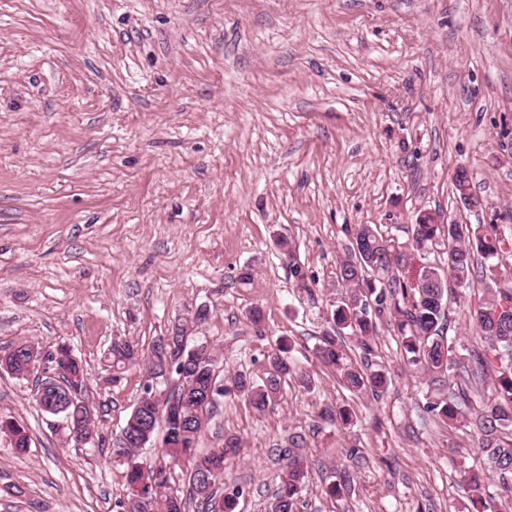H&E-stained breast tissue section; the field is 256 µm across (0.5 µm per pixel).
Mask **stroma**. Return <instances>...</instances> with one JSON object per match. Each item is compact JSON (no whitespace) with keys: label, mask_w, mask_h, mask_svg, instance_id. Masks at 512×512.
<instances>
[{"label":"stroma","mask_w":512,"mask_h":512,"mask_svg":"<svg viewBox=\"0 0 512 512\" xmlns=\"http://www.w3.org/2000/svg\"><path fill=\"white\" fill-rule=\"evenodd\" d=\"M461 167L481 207L455 198ZM421 211L512 229V0H0V352L69 346L99 445L66 442L34 376L0 370V419L31 437L19 453L0 433V512H116L112 450L143 373L99 383L104 355L118 338L150 349L202 307L192 342L224 377L265 381L287 340L313 383H282L264 415L236 396L207 416L199 452L241 441L224 462L235 512H267L269 451L296 432L312 465L297 512H465L477 442L425 412L429 378L397 336L375 338L392 379L376 399L312 353L348 227L403 242ZM484 288L450 303L458 359ZM343 405L355 426L321 419ZM347 465L352 490L332 499ZM330 478L335 479L326 484L325 494L327 496L340 499L349 494L354 483L353 474L349 469L344 468L340 472H334V475Z\"/></svg>","instance_id":"stroma-1"}]
</instances>
